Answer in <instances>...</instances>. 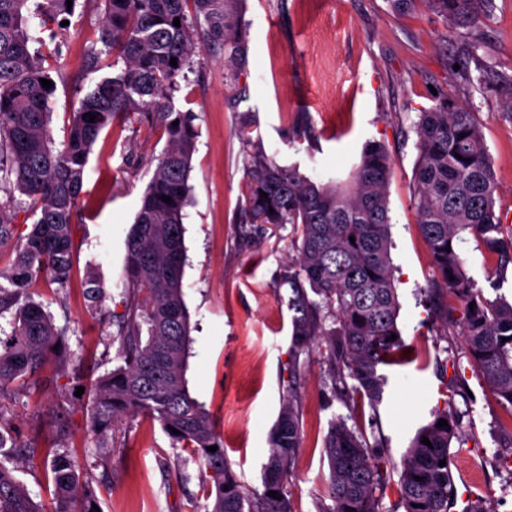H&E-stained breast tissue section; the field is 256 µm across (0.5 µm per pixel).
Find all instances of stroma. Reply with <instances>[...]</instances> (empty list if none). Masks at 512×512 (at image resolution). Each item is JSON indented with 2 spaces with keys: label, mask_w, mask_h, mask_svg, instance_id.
<instances>
[{
  "label": "stroma",
  "mask_w": 512,
  "mask_h": 512,
  "mask_svg": "<svg viewBox=\"0 0 512 512\" xmlns=\"http://www.w3.org/2000/svg\"><path fill=\"white\" fill-rule=\"evenodd\" d=\"M491 21L452 27L419 5L394 15L388 0H247L248 62L237 78L223 61L196 65L174 94L198 132L190 202L183 211L186 261L182 276L190 312L191 351L186 377L195 398L211 410L227 460L247 491H262L263 466L283 392L298 395L302 446L284 484L293 512H321L328 500L324 442L332 421L344 417L384 436L383 467L398 470L405 449L432 410L443 407L450 383H462L455 405L471 428L452 448L458 506L482 502L487 512H512V416L465 355L457 325L443 309L461 304L444 295L425 301L434 283L429 250L416 225L411 197L417 161L415 124L423 110L448 98L474 112L499 180L496 209L512 224V118L492 80L455 70L454 57L479 43L481 63L512 75V0H496ZM103 14L95 0H78L67 24L53 23L42 52L56 82L50 130L63 148L71 112L91 80L83 58L96 41ZM384 142L393 160L389 209L400 314L398 327L413 361L384 367L383 399L360 411L337 392L323 345L293 356L290 314L281 276L296 255L290 224H256L244 210L249 162L255 151L314 180L347 183L367 141ZM160 133L133 122L105 128L94 147L83 186V220L73 227L69 286L50 277L32 280L26 296L66 327L72 363L88 377L122 364L116 315L125 305L126 239L158 158ZM105 294L97 306L83 295L86 269ZM89 394L60 396L55 387L4 400L1 412L14 443L63 444L83 478L95 487L100 512H205L212 480L168 437L158 422L123 417L105 448L90 428Z\"/></svg>",
  "instance_id": "obj_1"
}]
</instances>
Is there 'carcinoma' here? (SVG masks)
Listing matches in <instances>:
<instances>
[{"label": "carcinoma", "mask_w": 512, "mask_h": 512, "mask_svg": "<svg viewBox=\"0 0 512 512\" xmlns=\"http://www.w3.org/2000/svg\"><path fill=\"white\" fill-rule=\"evenodd\" d=\"M422 1L451 25L475 27L489 20L495 0H388L395 13ZM104 20L97 44L87 50L85 73L102 70V56L112 58V73L96 79L71 113L64 148L53 147L49 129L54 88L44 68L42 37L37 28L67 12V0H42L37 27L28 26V0H0V246L13 237L15 195L28 199L23 212L35 217L16 262L0 271V316L13 311L11 330L0 329V400L15 388L36 389L44 367L55 361L71 384H87L92 395L91 427L105 433L128 414L158 421L170 438L203 460L213 487L208 512H291L283 495L301 436L298 400L283 394L263 491L247 495L224 453V438L205 404L192 397L186 379L190 356V313L182 291L185 227L182 212L189 201V178L197 132L192 114L177 109L173 94L178 78L200 58L224 59L236 75L245 62L248 28L242 22L246 0H101ZM179 18L180 26L173 25ZM177 66L170 65V58ZM96 116L88 121L87 115ZM137 119L162 129L166 150L145 189L126 243L124 312L119 316L123 364L90 382L77 368L66 372L61 345L67 327L33 300L20 301L23 286L49 276L68 288L74 258L72 224L80 214L81 192L89 155L101 131ZM178 125H173V122ZM418 152L411 203L420 235L427 243L438 275L436 288L461 302L459 318L468 359L500 404L512 416V300L500 290L512 264V225L496 210V171L474 113L446 100L421 113L416 125ZM461 158H456V155ZM244 208L255 224H293L296 256L282 279L288 284L292 312L291 344L309 350L316 337L328 335L326 349L335 381H355L352 396L360 406L376 408L386 384L381 369L407 354L398 327L399 300L390 256L391 217L388 186L392 159L380 141L365 144L360 162L346 185L317 182L295 166H280L262 154L252 156ZM266 193L267 197L260 196ZM169 196L166 203L160 196ZM469 232L496 259L491 291L476 287L466 274L458 247ZM355 242H350L349 237ZM86 299L95 304L103 283L93 270L83 280ZM339 328L327 333L319 323L328 317ZM396 335L393 341L388 340ZM507 341H502V338ZM447 426L438 427L439 420ZM178 433H172V430ZM428 438L431 445L422 443ZM462 439L459 418L447 407L414 436L401 459L397 491L403 512H449L455 490L448 461L453 440ZM217 446L211 452L210 446ZM14 448L0 460V512H95L94 489L81 479L75 458L38 444L15 447L0 431V449ZM364 431L341 418L325 439L328 462L323 512H382L377 486L383 479L380 457ZM40 459L54 484L50 507L35 502L15 476L16 458ZM447 465L441 467L439 462ZM421 480H415V477Z\"/></svg>", "instance_id": "1"}]
</instances>
